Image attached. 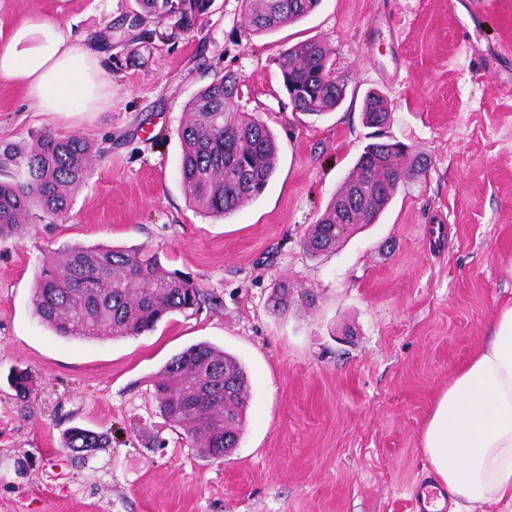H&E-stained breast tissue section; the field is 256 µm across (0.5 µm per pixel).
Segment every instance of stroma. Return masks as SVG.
<instances>
[{
    "label": "stroma",
    "instance_id": "stroma-1",
    "mask_svg": "<svg viewBox=\"0 0 512 512\" xmlns=\"http://www.w3.org/2000/svg\"><path fill=\"white\" fill-rule=\"evenodd\" d=\"M135 0H0V39L28 17L102 42L112 100L97 112L41 113L0 80V144L50 131L111 137L68 216L0 239V512H410L430 473L422 433L450 377L512 302V0H323L280 30L251 35L239 0H214L175 39L105 38ZM317 38L348 96L293 111L274 59ZM240 81L241 111L273 131L265 191L213 218L188 204L177 130L214 74ZM391 103L384 134L430 159L376 223L336 252L301 239L374 131L362 98ZM157 251L208 294L140 336L60 337L34 314L46 254L64 245ZM293 297L277 311L279 283ZM208 342L245 367L238 447L201 457L160 415L153 384L184 348ZM38 393L17 402L7 376ZM80 426L107 434L87 462L61 446ZM8 381L10 387L16 392L15 396L18 400H28L36 393L33 377L27 370L12 371Z\"/></svg>",
    "mask_w": 512,
    "mask_h": 512
}]
</instances>
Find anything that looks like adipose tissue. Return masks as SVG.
Masks as SVG:
<instances>
[{"instance_id": "obj_1", "label": "adipose tissue", "mask_w": 512, "mask_h": 512, "mask_svg": "<svg viewBox=\"0 0 512 512\" xmlns=\"http://www.w3.org/2000/svg\"><path fill=\"white\" fill-rule=\"evenodd\" d=\"M106 53L56 21L30 17L0 45V78L26 91L38 112H93L112 97ZM492 337L455 374L422 433L437 479L464 512L512 504V304L501 306Z\"/></svg>"}]
</instances>
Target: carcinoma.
I'll return each mask as SVG.
<instances>
[{"instance_id": "cac0c4a2", "label": "carcinoma", "mask_w": 512, "mask_h": 512, "mask_svg": "<svg viewBox=\"0 0 512 512\" xmlns=\"http://www.w3.org/2000/svg\"><path fill=\"white\" fill-rule=\"evenodd\" d=\"M128 28L140 37L155 31L148 25L169 22L171 33L187 32L207 15L213 0H136ZM321 0H240V17L252 34H268L314 12ZM331 51L311 38L274 58L282 86L295 112L322 115L344 100L345 86L317 72ZM189 118L177 130L182 154L180 175L188 203L213 217L227 216L259 197L275 174L276 138L256 117L240 111L238 80L216 76L192 97ZM365 123L372 128L389 118L387 99L369 92L363 99ZM112 148V140L41 132L23 145L0 146V238L21 235L25 225L54 224L71 210L87 182L94 158ZM429 158L401 142L368 144L351 174L336 190L324 214L310 225L302 244L314 257L336 251L361 216L373 224L397 191L419 181ZM207 293L189 276L164 267L145 247L64 246L47 256L35 276V315L63 337L140 336L173 312L197 310ZM17 399L36 393L32 375L17 369L9 375ZM248 388L239 360L206 342L187 347L165 365L154 384L160 412L184 428L191 447L213 457V432L242 430ZM98 433L70 428L63 447L72 452L101 448Z\"/></svg>"}]
</instances>
